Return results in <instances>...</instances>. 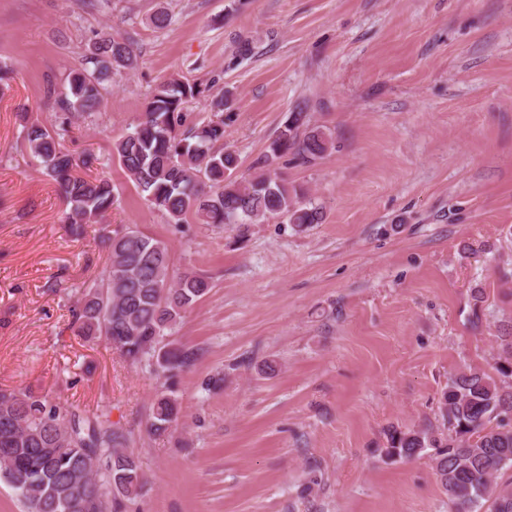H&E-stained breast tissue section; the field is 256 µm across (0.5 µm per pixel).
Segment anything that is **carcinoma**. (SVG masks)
<instances>
[{"label": "carcinoma", "instance_id": "cac0c4a2", "mask_svg": "<svg viewBox=\"0 0 512 512\" xmlns=\"http://www.w3.org/2000/svg\"><path fill=\"white\" fill-rule=\"evenodd\" d=\"M132 41L105 34L88 48L81 67L59 89L47 85L61 121L48 128L21 109L23 143L60 190L67 210L62 223L75 240L99 224L114 203L112 180L96 173L99 158L77 155L65 145L73 125L104 105L102 84L113 71L132 69ZM196 83L163 82L150 94L141 118L113 142L112 154L144 201L170 224H255L281 219L304 228L322 222L321 208L305 201L276 174L240 180L237 156L224 149V97L209 103L211 117L186 124L184 105L203 97ZM307 114L291 112L269 146L267 161L291 154L303 163L323 158L331 133L307 126ZM99 246L105 269L80 289L73 310L77 335L105 338L131 363L148 361L171 379L193 361L184 345L165 340L211 289L210 278L173 269L166 243L138 227H103ZM494 378L480 368L454 375L442 394L439 413L447 431L429 428L387 433L383 454L411 459L429 450L435 474L454 512H512V331L497 336ZM181 411L174 392L153 405L149 432L168 434ZM128 433L105 416L93 419L51 403L32 391L0 388V478L30 512H118L122 499L137 494L143 474L125 451Z\"/></svg>", "mask_w": 512, "mask_h": 512}]
</instances>
